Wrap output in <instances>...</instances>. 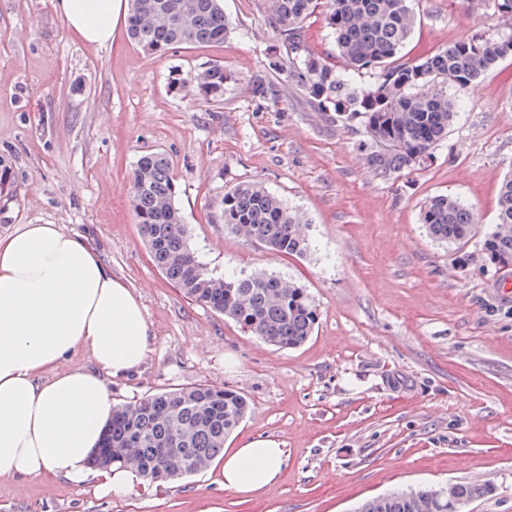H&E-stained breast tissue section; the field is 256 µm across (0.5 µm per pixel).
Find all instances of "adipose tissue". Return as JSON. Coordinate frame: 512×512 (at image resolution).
Masks as SVG:
<instances>
[{"label":"adipose tissue","mask_w":512,"mask_h":512,"mask_svg":"<svg viewBox=\"0 0 512 512\" xmlns=\"http://www.w3.org/2000/svg\"><path fill=\"white\" fill-rule=\"evenodd\" d=\"M86 43H111L127 0H55ZM151 328L125 282L96 248L56 224H23L0 235V480L63 479L120 494L138 482L129 468L90 472L112 415L108 380L145 363ZM89 353L93 364L74 358ZM284 450L253 439L224 456L226 489L249 496L280 475Z\"/></svg>","instance_id":"ef3b65f1"}]
</instances>
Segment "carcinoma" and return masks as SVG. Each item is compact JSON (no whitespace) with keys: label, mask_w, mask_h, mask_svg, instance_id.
<instances>
[{"label":"carcinoma","mask_w":512,"mask_h":512,"mask_svg":"<svg viewBox=\"0 0 512 512\" xmlns=\"http://www.w3.org/2000/svg\"><path fill=\"white\" fill-rule=\"evenodd\" d=\"M265 19L286 50L288 67L308 99L321 111L333 110L366 138L365 163L380 176L412 171L448 137L461 97L512 55V0H487L506 33L474 32L452 45L408 61L399 53L411 37L416 17L409 0H262ZM324 14L336 50L345 63L338 73L310 54L304 23ZM228 32L218 0H131L128 35L147 56L174 46L222 43ZM372 75L369 84L356 77ZM228 75L212 65L196 77L199 94L212 101L224 95ZM458 96L448 97V86ZM129 196L141 236L157 268L191 301L222 314L245 332L282 349L297 348L313 335L319 312L306 288L265 272L214 276L188 243V230L176 203L168 159L141 156L129 183ZM224 226L246 242H257L282 256L310 249L304 213L289 207L258 181H241L221 199ZM420 221L435 240L461 252L476 236L473 208L452 195L430 198ZM489 264L512 266V176L500 187L497 223L484 234ZM247 398L234 390L196 384L148 394L116 406L95 467L131 466L150 483L173 482L196 474L224 453V441L245 418ZM490 492L476 482L369 498L356 512H465L470 502Z\"/></svg>","instance_id":"obj_1"}]
</instances>
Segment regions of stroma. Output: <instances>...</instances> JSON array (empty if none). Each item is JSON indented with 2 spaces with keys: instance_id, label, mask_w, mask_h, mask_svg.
<instances>
[{
  "instance_id": "stroma-1",
  "label": "stroma",
  "mask_w": 512,
  "mask_h": 512,
  "mask_svg": "<svg viewBox=\"0 0 512 512\" xmlns=\"http://www.w3.org/2000/svg\"><path fill=\"white\" fill-rule=\"evenodd\" d=\"M407 58L434 53L497 19L481 0H414ZM223 42L148 57L118 27L85 44L53 0H0V234L58 224L86 238L139 295L151 351L110 379L114 404L207 383L250 409L225 445L267 437L279 477L246 498L215 467L121 495L63 481L0 480V512H354L396 490L478 481L468 512H512V267L484 262L480 238L454 260L420 222L449 193L495 223L512 173V56L479 80L430 160L374 175L365 138L318 111L297 78L275 73L262 0H224ZM309 52L344 62L321 15ZM223 65L219 101L194 76ZM262 80L263 92L254 89ZM170 161L189 242L213 274L265 271L304 285L319 308L310 340L279 349L187 299L154 265L128 194L140 156ZM259 180L310 221L311 252L283 258L227 231L225 189Z\"/></svg>"
}]
</instances>
